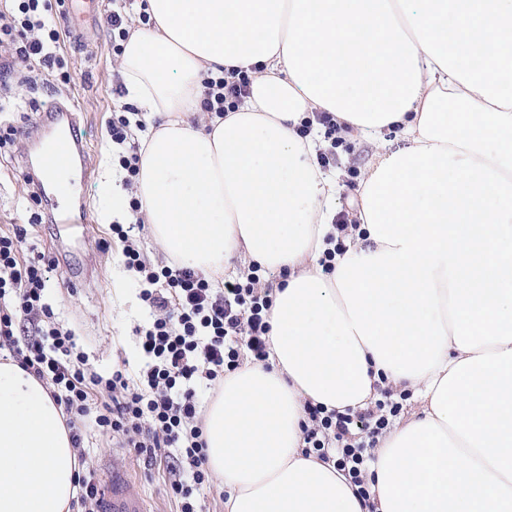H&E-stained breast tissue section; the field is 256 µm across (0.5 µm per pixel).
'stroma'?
I'll use <instances>...</instances> for the list:
<instances>
[{
	"label": "stroma",
	"instance_id": "1",
	"mask_svg": "<svg viewBox=\"0 0 512 512\" xmlns=\"http://www.w3.org/2000/svg\"><path fill=\"white\" fill-rule=\"evenodd\" d=\"M61 51L69 61L74 77L70 86L55 90L38 88L29 91L12 88L11 94L21 101L9 112H0V136L16 130L13 145L0 148V227L26 225L25 250L58 257L47 290V300L57 321L71 329L90 364L99 372L111 371L123 364L129 372L139 365L136 327L145 325L148 314L139 297L140 285L120 261L122 245L112 238L110 225L101 218V209L112 195L111 184L102 179L104 133L122 94L114 77L112 55L100 20L88 21L68 29ZM53 105L70 108L82 138L89 170L86 180L78 182L74 197L87 226L83 233L67 237L60 226L50 220L30 223L36 204L29 202L26 182L30 154V135H37V150H44L56 135L43 129L45 111ZM374 151L368 139L345 135L336 149V159L328 170L340 173L336 193V221L350 223L354 204L351 186L357 183ZM88 466L97 476L112 468L113 458L128 467L132 488L144 495L150 512H176V503L168 493V471L163 465H148L145 458L120 447L118 441L96 431L85 437Z\"/></svg>",
	"mask_w": 512,
	"mask_h": 512
}]
</instances>
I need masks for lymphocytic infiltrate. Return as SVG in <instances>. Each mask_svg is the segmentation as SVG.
<instances>
[{"instance_id": "1", "label": "lymphocytic infiltrate", "mask_w": 512, "mask_h": 512, "mask_svg": "<svg viewBox=\"0 0 512 512\" xmlns=\"http://www.w3.org/2000/svg\"><path fill=\"white\" fill-rule=\"evenodd\" d=\"M64 5L65 0H9L0 8L1 86L15 81L34 88L43 76L65 85L72 82L53 15L54 8ZM249 82L246 71L234 68L220 77L205 76V111L220 116L235 110ZM129 112L126 106L114 111L106 135L122 148L118 162L130 189L140 170V147ZM135 230L132 223L112 227L126 270L145 284L141 298L152 317L140 333L145 364L137 375L121 368L104 375L88 364L74 334L59 326L45 300L57 262L43 254L25 257L27 230L21 224L0 228V350L9 351L62 405L76 451L84 449L87 425L95 424L135 454L146 455L149 463L170 460L169 488L178 512H204L201 491L212 475L206 465L199 393L214 389L243 361L266 363L273 291L261 287L254 270L217 288L202 271L173 261L151 265L136 243ZM20 320L33 330L24 342L14 333ZM401 409L388 389L373 405L355 412L307 405L305 451L323 461L335 458L362 503H369L365 477L370 451Z\"/></svg>"}]
</instances>
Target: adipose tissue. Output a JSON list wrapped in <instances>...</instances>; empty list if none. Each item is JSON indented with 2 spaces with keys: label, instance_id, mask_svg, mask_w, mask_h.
Here are the masks:
<instances>
[{
  "label": "adipose tissue",
  "instance_id": "obj_1",
  "mask_svg": "<svg viewBox=\"0 0 512 512\" xmlns=\"http://www.w3.org/2000/svg\"><path fill=\"white\" fill-rule=\"evenodd\" d=\"M119 59L155 124L104 221L140 216L170 259L277 275L267 365L204 412L225 512H368L303 454L308 403L416 404L367 471L375 512H512V0H146ZM247 71L204 113L202 79ZM328 112L373 141L332 272L337 180L299 127ZM395 132L400 147L383 139ZM137 198L138 214L128 201ZM78 459L42 382L0 359V512H71ZM249 82L248 73L241 69H227V73L221 77L208 73L202 83L204 110L215 112L217 116L235 110L247 94Z\"/></svg>",
  "mask_w": 512,
  "mask_h": 512
}]
</instances>
